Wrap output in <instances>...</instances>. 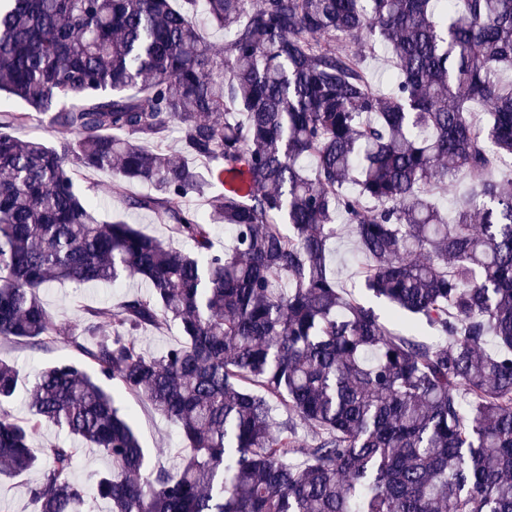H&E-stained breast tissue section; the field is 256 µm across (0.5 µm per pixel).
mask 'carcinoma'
Wrapping results in <instances>:
<instances>
[{
	"instance_id": "carcinoma-1",
	"label": "carcinoma",
	"mask_w": 512,
	"mask_h": 512,
	"mask_svg": "<svg viewBox=\"0 0 512 512\" xmlns=\"http://www.w3.org/2000/svg\"><path fill=\"white\" fill-rule=\"evenodd\" d=\"M511 70L512 0H0V93L30 108L0 112V339L57 342L53 282L147 285L79 311L83 360L44 368L24 418L0 360V475L39 473L37 512H512ZM35 115L70 137L12 134ZM96 171L194 251L100 223L76 184ZM459 176L449 218L430 191ZM340 219L366 291L437 341L340 285ZM116 389L177 426L173 468ZM47 425L112 468L73 480L76 449L32 447ZM143 344L144 349L148 353H154L163 347L168 346L170 343L179 339L178 330L176 326H171L167 331H153L144 335Z\"/></svg>"
}]
</instances>
